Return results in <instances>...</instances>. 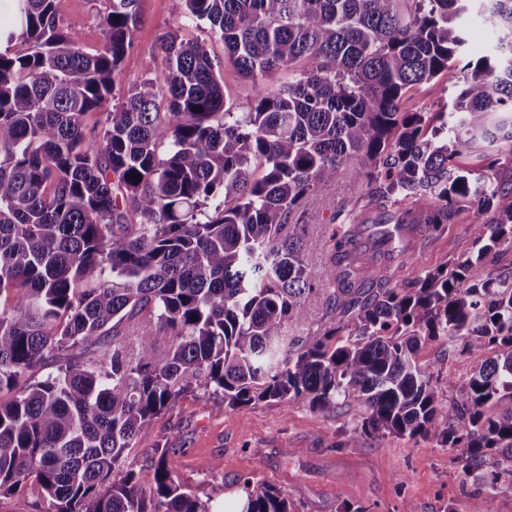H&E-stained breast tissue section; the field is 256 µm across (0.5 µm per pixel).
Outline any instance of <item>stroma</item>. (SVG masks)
<instances>
[{
	"instance_id": "1",
	"label": "stroma",
	"mask_w": 512,
	"mask_h": 512,
	"mask_svg": "<svg viewBox=\"0 0 512 512\" xmlns=\"http://www.w3.org/2000/svg\"><path fill=\"white\" fill-rule=\"evenodd\" d=\"M58 8L86 50L100 45L108 0H58ZM139 9L135 46L124 59L115 98H123L146 70H166L157 40L172 29L181 38L205 43L211 57L222 62L226 109L250 111L254 86L225 63L224 45L211 38L206 25L187 18L184 0H139ZM458 81V70L451 69L416 85L403 110L445 111ZM308 208L312 221L304 259L315 276L324 264L320 245L337 225L372 223L381 215L366 185L354 180L347 166L339 169L335 185L318 189ZM477 249L471 213L460 209L454 222L443 225L391 280L414 283L428 272L453 270ZM361 417L359 408L346 404L323 412L288 398L231 410L220 397L191 390L137 437L136 465L149 466L158 449H175L176 481L211 499L218 512H240L246 484L279 489L295 512H469L477 491L488 512H512V485L489 486L480 472L463 469L462 448L442 446L432 432L356 441L352 432Z\"/></svg>"
}]
</instances>
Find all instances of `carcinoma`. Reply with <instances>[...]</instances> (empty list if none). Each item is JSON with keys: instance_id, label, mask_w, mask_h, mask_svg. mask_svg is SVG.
I'll list each match as a JSON object with an SVG mask.
<instances>
[{"instance_id": "cac0c4a2", "label": "carcinoma", "mask_w": 512, "mask_h": 512, "mask_svg": "<svg viewBox=\"0 0 512 512\" xmlns=\"http://www.w3.org/2000/svg\"><path fill=\"white\" fill-rule=\"evenodd\" d=\"M55 2L14 0L0 23V495L31 480L45 512H216L175 482L170 449L147 477L134 469L138 434L190 389L229 408L356 405L360 436L437 425L466 448L464 469L488 449L511 463L512 281L486 258L512 242V202L488 219L501 184L457 158L484 149L493 171L496 145H512V0H184L255 84L249 112L224 111L219 66L174 31L158 39L166 71L110 104L139 0H109L91 52ZM473 11L498 44L461 67L448 111H401L412 86L470 53ZM345 165L387 223L421 236L469 207L477 256L393 285L350 249L355 231L335 232L312 278L307 202ZM319 297L332 326L288 335ZM425 340L459 341L476 363L445 382L458 397L440 399L445 360L415 358ZM75 346L87 359L31 377ZM241 512L292 505L249 489Z\"/></svg>"}]
</instances>
